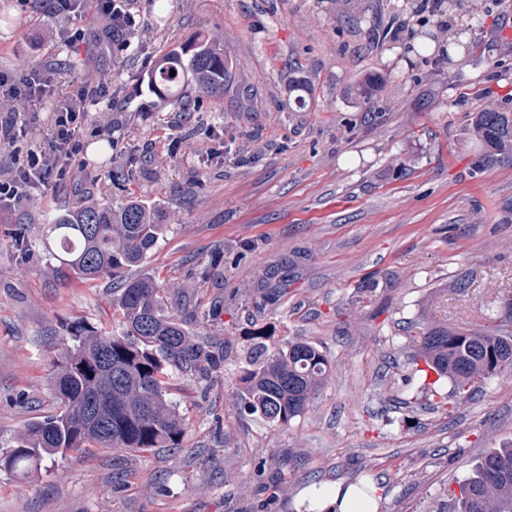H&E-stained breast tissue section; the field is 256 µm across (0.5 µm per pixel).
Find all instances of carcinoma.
Here are the masks:
<instances>
[{
    "mask_svg": "<svg viewBox=\"0 0 512 512\" xmlns=\"http://www.w3.org/2000/svg\"><path fill=\"white\" fill-rule=\"evenodd\" d=\"M175 74H170V71ZM232 78L224 46L199 37L169 50L160 67L144 77L147 89L190 111L188 100L216 99ZM468 131L485 148L489 163L512 162V105L493 100L469 118ZM40 243L57 275L92 283L117 280L112 311L120 331L76 324L61 342L53 372L57 409L24 427L13 445L0 448V469L27 476L44 459L63 458L83 448L149 452L181 448L189 429L168 398L173 373L210 377L227 351L192 339L187 321L155 279L138 277L140 267L167 231L157 211L137 200L119 208L92 201L62 207L45 225ZM413 343L411 364L452 385L456 403L472 396L469 385L512 372V330L506 324L469 328L409 322L402 327ZM330 362L312 340L296 337L282 345L254 337L247 366L239 371V413L286 429L326 385ZM270 463L254 462L247 484L266 495L254 505L267 509L288 470L266 481ZM453 512H512V444L484 452L452 494Z\"/></svg>",
    "mask_w": 512,
    "mask_h": 512,
    "instance_id": "obj_1",
    "label": "carcinoma"
}]
</instances>
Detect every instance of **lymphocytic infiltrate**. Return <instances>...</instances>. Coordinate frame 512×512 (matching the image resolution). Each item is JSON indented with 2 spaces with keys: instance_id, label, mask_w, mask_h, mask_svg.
<instances>
[{
  "instance_id": "f902f5d3",
  "label": "lymphocytic infiltrate",
  "mask_w": 512,
  "mask_h": 512,
  "mask_svg": "<svg viewBox=\"0 0 512 512\" xmlns=\"http://www.w3.org/2000/svg\"><path fill=\"white\" fill-rule=\"evenodd\" d=\"M94 2L102 25L91 31H58L60 42L71 45L88 39L110 45L125 42L136 26L129 0H39L48 13L59 15L81 11ZM57 72L52 68L0 70V154L9 157V175L0 179V210L12 208L50 181H63L71 174L73 158L82 149L81 133L89 103L109 97L105 84L82 82L62 93L56 92ZM52 97L46 143L19 155L18 144L27 134L35 103Z\"/></svg>"
}]
</instances>
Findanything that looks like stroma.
Returning a JSON list of instances; mask_svg holds the SVG:
<instances>
[{
	"instance_id": "35a3bbf8",
	"label": "stroma",
	"mask_w": 512,
	"mask_h": 512,
	"mask_svg": "<svg viewBox=\"0 0 512 512\" xmlns=\"http://www.w3.org/2000/svg\"><path fill=\"white\" fill-rule=\"evenodd\" d=\"M129 49L53 44L76 14L32 15L0 0V70L51 64L63 84H107L91 106L80 165L0 212V448L55 407L53 361L70 325L112 321V281L55 276L38 243L50 214L129 197L169 229L142 274L197 303L190 330L224 347L208 380L179 375L171 398L192 430L181 449L87 448L30 482L0 470V512H251L242 481L261 456L290 459L270 512H334L337 488L368 483L370 512H450L448 494L489 448L512 441V377L454 405L424 389L403 322L487 325L512 291V165L480 164L470 112L512 96V0H453L427 19L413 0H130ZM401 26L373 42L371 29ZM217 39L234 77L183 112L140 92L159 56ZM378 74L371 95L357 87ZM308 90L306 107L288 95ZM467 295L455 294L459 279ZM286 285L276 302L261 285ZM315 341L332 361L312 405L285 430L239 416L238 370L255 332Z\"/></svg>"
}]
</instances>
